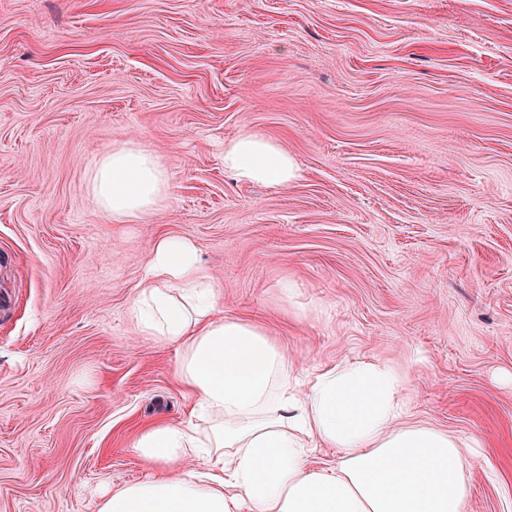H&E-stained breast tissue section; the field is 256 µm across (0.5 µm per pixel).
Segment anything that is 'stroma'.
Instances as JSON below:
<instances>
[{
    "label": "stroma",
    "instance_id": "stroma-1",
    "mask_svg": "<svg viewBox=\"0 0 512 512\" xmlns=\"http://www.w3.org/2000/svg\"><path fill=\"white\" fill-rule=\"evenodd\" d=\"M246 129L300 179L235 181ZM128 142L170 191L121 224L87 181ZM163 235L295 368L402 369L413 420L482 442L468 512H512V0H0V512H96L184 419L128 316Z\"/></svg>",
    "mask_w": 512,
    "mask_h": 512
}]
</instances>
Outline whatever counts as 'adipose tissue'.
<instances>
[{"instance_id": "adipose-tissue-1", "label": "adipose tissue", "mask_w": 512, "mask_h": 512, "mask_svg": "<svg viewBox=\"0 0 512 512\" xmlns=\"http://www.w3.org/2000/svg\"><path fill=\"white\" fill-rule=\"evenodd\" d=\"M238 181L285 187L300 177L276 141L246 130L224 144ZM120 223L158 209L169 183L152 152L112 148L89 174ZM140 335L175 345L187 417L158 421L133 442L151 477L105 494L98 512H468L475 438L407 421L405 375L374 359L297 372L264 326L224 315L188 238L163 236L130 305ZM336 462L316 467L315 449Z\"/></svg>"}]
</instances>
